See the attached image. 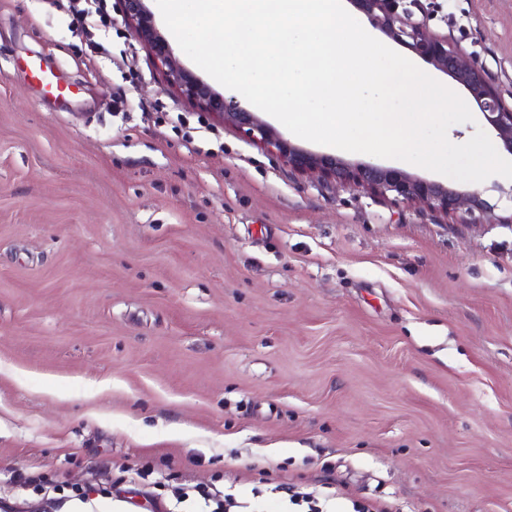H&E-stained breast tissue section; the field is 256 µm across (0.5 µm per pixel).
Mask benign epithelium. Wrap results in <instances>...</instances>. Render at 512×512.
<instances>
[{
	"mask_svg": "<svg viewBox=\"0 0 512 512\" xmlns=\"http://www.w3.org/2000/svg\"><path fill=\"white\" fill-rule=\"evenodd\" d=\"M370 24L435 69L452 78L469 93L504 148L512 153V108L505 106L485 67L468 59L448 38L431 31L422 0H355ZM123 23L147 47L153 64L168 84L193 106L218 121L234 123L266 152L277 156L303 175L324 181L353 183L372 196L392 197L396 203H421L451 218L461 208L491 212L478 193L462 194L440 184L417 179L396 168L350 164L329 155L304 152L281 139L237 101L217 95L197 80L173 55L167 39L153 25L144 0H120Z\"/></svg>",
	"mask_w": 512,
	"mask_h": 512,
	"instance_id": "obj_1",
	"label": "benign epithelium"
}]
</instances>
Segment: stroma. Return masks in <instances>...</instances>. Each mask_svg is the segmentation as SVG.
<instances>
[{
    "instance_id": "obj_1",
    "label": "stroma",
    "mask_w": 512,
    "mask_h": 512,
    "mask_svg": "<svg viewBox=\"0 0 512 512\" xmlns=\"http://www.w3.org/2000/svg\"><path fill=\"white\" fill-rule=\"evenodd\" d=\"M512 105V0H423ZM0 0V503L155 512L185 487L512 512V180L497 223L301 175L190 105L112 15ZM62 96L42 90L32 66ZM151 497L117 495L122 467ZM90 489L88 501L77 498ZM84 4L80 8L70 5L80 15L85 29H95L98 27H107L109 20L104 11V5L101 0H83Z\"/></svg>"
}]
</instances>
